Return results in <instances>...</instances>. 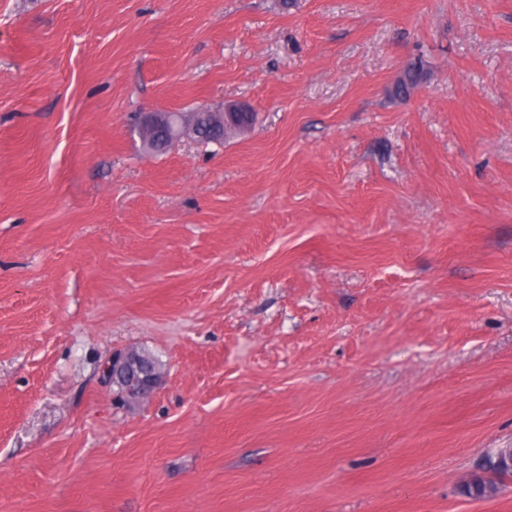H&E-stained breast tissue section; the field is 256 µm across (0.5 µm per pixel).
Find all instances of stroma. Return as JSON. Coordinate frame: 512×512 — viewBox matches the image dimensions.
Segmentation results:
<instances>
[{"label":"stroma","mask_w":512,"mask_h":512,"mask_svg":"<svg viewBox=\"0 0 512 512\" xmlns=\"http://www.w3.org/2000/svg\"><path fill=\"white\" fill-rule=\"evenodd\" d=\"M510 446L512 0H0V512H512ZM423 56L407 66L398 76L390 90V94L397 98H406L422 87L427 80V67ZM234 112L233 109L229 114ZM228 115L224 114V119L217 114H209L210 119L214 122L215 127L210 128L204 132L205 139H198L200 144L210 145L211 143L224 144V139L231 134H240L250 130L257 121V115L251 112V116L243 123L235 119H231ZM109 365L110 363L104 368L103 379L107 383L112 382V389L122 402L132 404L149 397L150 392L144 386L143 375L128 372L122 367L118 368V365L114 367V362L111 361V379L108 372Z\"/></svg>","instance_id":"stroma-1"}]
</instances>
